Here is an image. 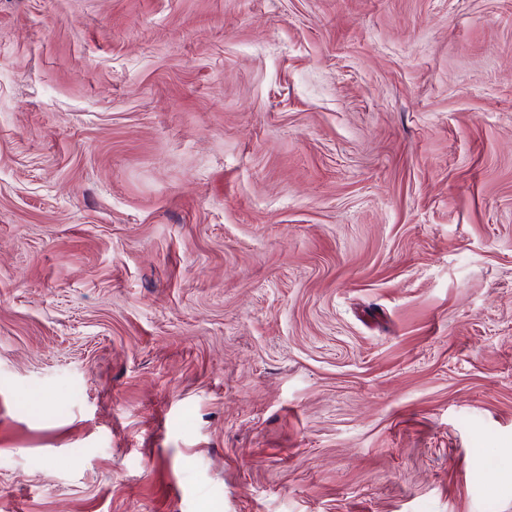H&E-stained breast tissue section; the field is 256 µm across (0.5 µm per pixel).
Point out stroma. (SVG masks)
<instances>
[{
	"mask_svg": "<svg viewBox=\"0 0 512 512\" xmlns=\"http://www.w3.org/2000/svg\"><path fill=\"white\" fill-rule=\"evenodd\" d=\"M0 512H512V0H0Z\"/></svg>",
	"mask_w": 512,
	"mask_h": 512,
	"instance_id": "stroma-1",
	"label": "stroma"
}]
</instances>
